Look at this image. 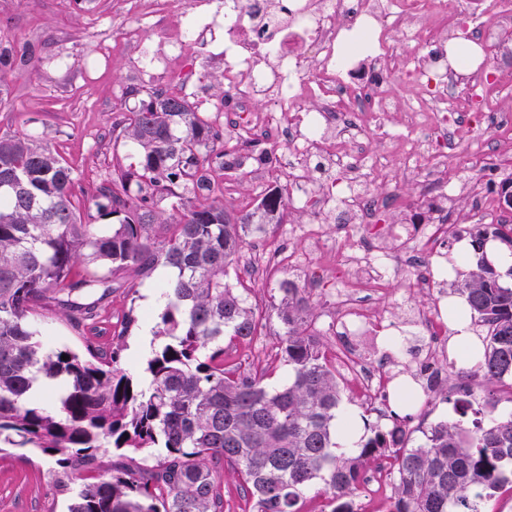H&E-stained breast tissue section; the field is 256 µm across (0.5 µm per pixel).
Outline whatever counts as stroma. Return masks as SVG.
<instances>
[{
    "label": "stroma",
    "mask_w": 512,
    "mask_h": 512,
    "mask_svg": "<svg viewBox=\"0 0 512 512\" xmlns=\"http://www.w3.org/2000/svg\"><path fill=\"white\" fill-rule=\"evenodd\" d=\"M116 0H0V39L17 47L33 50L36 61L21 70L0 72V135L27 133L58 151L81 175L85 197L96 194L105 173L114 164L134 163L132 145L112 138V122L117 111L134 107L138 99L122 95V88L134 78L136 45L120 44L106 64H98L96 54L103 41L116 38L113 7ZM483 129L471 131L469 139L455 142L448 153L462 179H481L490 154H473L475 139L484 137ZM288 266L270 260L264 274L246 277L249 301L263 316L262 334L252 344H225L224 356L243 367L268 372L267 382L275 386L288 375L280 359V325L271 310L280 279L289 277ZM462 272L448 278L444 288L433 289L431 296L419 297L403 283H392L380 300L381 307L395 323L391 333L410 337L418 330L400 324L402 310L408 305L428 304L430 297H452V287L463 280ZM126 285L112 295L111 313L93 324H74L47 314L36 317L34 327L40 340L52 347L84 350L86 344L106 343L114 333H123L124 368L136 379H145L146 361L133 357L129 347L140 338L145 325H157L159 307L148 306L146 292L158 288L163 279L136 282L125 274ZM135 308L138 320L129 330L121 321L128 308ZM53 460L35 448H10L0 452V512H67L69 500L51 483Z\"/></svg>",
    "instance_id": "obj_1"
}]
</instances>
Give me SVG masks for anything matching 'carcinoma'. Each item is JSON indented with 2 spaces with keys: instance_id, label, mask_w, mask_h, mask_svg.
Listing matches in <instances>:
<instances>
[{
  "instance_id": "carcinoma-1",
  "label": "carcinoma",
  "mask_w": 512,
  "mask_h": 512,
  "mask_svg": "<svg viewBox=\"0 0 512 512\" xmlns=\"http://www.w3.org/2000/svg\"><path fill=\"white\" fill-rule=\"evenodd\" d=\"M32 56L0 43V70ZM132 143L136 165L115 169L85 204L80 177L60 153L31 134L0 136V444L37 448L54 458L51 474L72 497L69 512H222L209 461L222 459L252 499V512H303L304 491L322 485L321 512H357L363 473L390 461L387 512H487L512 491V268L484 256L487 240L512 250V225L470 233L473 262L457 284L471 322L485 328L470 377L487 396L472 410L461 386L457 417L414 442L399 423L365 425L351 449L336 447L341 385L316 334L298 284L278 282L273 305L288 380L224 362V338L250 343L262 318L228 270L248 237L282 223V192L237 212L219 201L220 175L248 157L224 139L206 113L176 87L155 88L113 125ZM172 200L171 212L157 208ZM113 216L115 224H98ZM164 284L159 319L166 337L147 361L141 386L121 363V343L44 350L33 318L50 313L96 321L102 302L131 271L144 280L158 266ZM68 359H63V356ZM476 418L468 421V411ZM127 463L100 466V449ZM152 459L143 468L137 456Z\"/></svg>"
}]
</instances>
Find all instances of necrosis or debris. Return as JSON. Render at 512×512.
Listing matches in <instances>:
<instances>
[{
	"mask_svg": "<svg viewBox=\"0 0 512 512\" xmlns=\"http://www.w3.org/2000/svg\"><path fill=\"white\" fill-rule=\"evenodd\" d=\"M444 2L128 0L136 20L121 25L123 40L143 46L135 60L139 73L200 87L202 73L183 61L190 42L208 47L210 62L223 69L224 135L246 150L269 145L286 177L289 208L310 214L311 223L282 224L276 233L306 238L313 252L329 255L323 272L337 286L330 319L344 342L337 367L353 375L370 406L380 400L389 375L360 342L384 328L386 313L376 296L394 281L418 293L444 283V240L492 208L482 183L457 179L448 165L463 114L475 112L476 123L497 138V172L512 175V116L489 103L483 73L463 77L448 67V43L478 5L463 0L465 17L450 25ZM478 7L488 19L474 28L478 39L490 38L491 21L512 19V0H483ZM170 11L180 15L179 27L163 23ZM407 79L420 92L402 104L395 88ZM309 99L317 101L316 109L305 108ZM398 109L405 112V132L393 137L384 160H376L364 151L363 140L379 116ZM425 160L430 166L420 198L432 213L429 223H380L393 194L372 192V173L382 172L390 183L394 164L412 169ZM315 165L345 172V183L338 188L314 180ZM340 211L349 215L348 223H337ZM356 233L363 245L347 246ZM410 316L427 333L426 357L438 366L448 356L439 302L413 307Z\"/></svg>",
	"mask_w": 512,
	"mask_h": 512,
	"instance_id": "necrosis-or-debris-1",
	"label": "necrosis or debris"
}]
</instances>
